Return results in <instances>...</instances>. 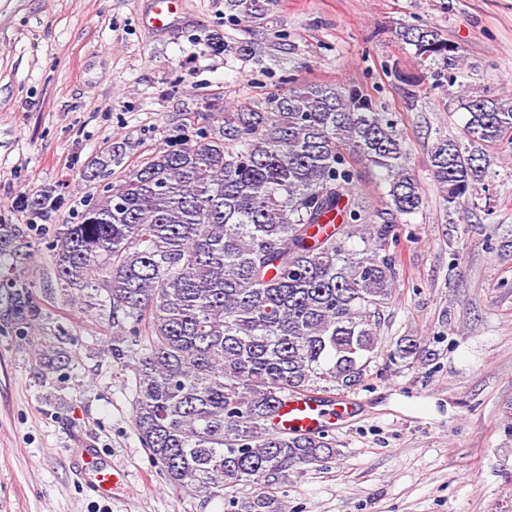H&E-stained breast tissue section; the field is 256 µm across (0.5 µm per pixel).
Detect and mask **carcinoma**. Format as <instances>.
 I'll return each instance as SVG.
<instances>
[{
  "label": "carcinoma",
  "instance_id": "cac0c4a2",
  "mask_svg": "<svg viewBox=\"0 0 512 512\" xmlns=\"http://www.w3.org/2000/svg\"><path fill=\"white\" fill-rule=\"evenodd\" d=\"M231 19L264 0H226ZM430 76L454 80L460 47L402 25ZM464 144L440 135L429 171L448 213L477 198L488 144L512 141V98L463 95ZM186 112L163 145L116 185L83 200L49 244L61 291L112 313V359L135 352L134 425L169 485L232 512H282L270 489L336 454L329 429L292 435L274 420L288 398L332 403L364 381L376 317L397 281V229L421 212L424 188L392 120L355 89L314 84L225 108L198 126ZM384 172L385 207L359 200L356 163ZM30 220L57 206L24 192ZM30 224L0 223V318L36 325ZM359 236L363 248L348 241ZM139 351H134V347ZM394 355L427 356L415 336ZM240 485L256 493L239 499Z\"/></svg>",
  "mask_w": 512,
  "mask_h": 512
}]
</instances>
